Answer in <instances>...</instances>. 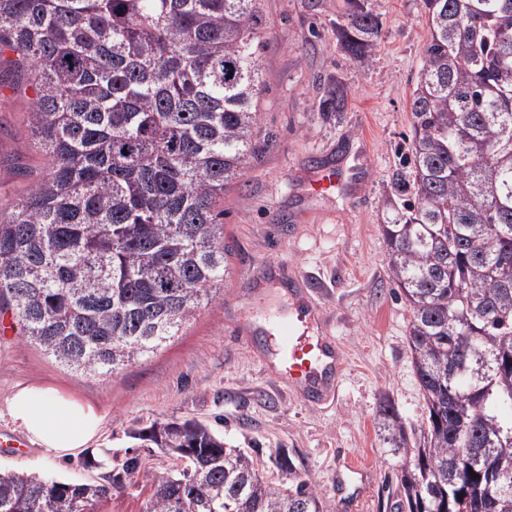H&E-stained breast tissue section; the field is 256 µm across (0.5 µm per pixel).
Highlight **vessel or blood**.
Returning <instances> with one entry per match:
<instances>
[{
    "mask_svg": "<svg viewBox=\"0 0 512 512\" xmlns=\"http://www.w3.org/2000/svg\"><path fill=\"white\" fill-rule=\"evenodd\" d=\"M347 181L344 171L330 169L317 173L311 184L315 190L329 192L344 189ZM317 318L316 309L311 308L301 323L284 320L273 331L289 380L307 394L310 403L321 405L335 392L340 357L337 349L320 335Z\"/></svg>",
    "mask_w": 512,
    "mask_h": 512,
    "instance_id": "1",
    "label": "vessel or blood"
}]
</instances>
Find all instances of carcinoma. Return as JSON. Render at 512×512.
Returning <instances> with one entry per match:
<instances>
[{"label":"carcinoma","mask_w":512,"mask_h":512,"mask_svg":"<svg viewBox=\"0 0 512 512\" xmlns=\"http://www.w3.org/2000/svg\"><path fill=\"white\" fill-rule=\"evenodd\" d=\"M260 2L0 0V58L29 76L47 160L0 215V302L70 371L156 352L224 288V192L255 153ZM423 3L412 192L383 234L428 415L412 440L380 406L402 456L390 512H512V0ZM347 4L336 42L367 61L382 23ZM347 100L333 76L318 110ZM129 437L184 467L157 477L131 456L82 483L0 467V512H104L140 477L147 512H329L284 448L286 489L194 419Z\"/></svg>","instance_id":"carcinoma-1"}]
</instances>
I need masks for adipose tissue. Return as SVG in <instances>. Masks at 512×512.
<instances>
[{"label":"adipose tissue","mask_w":512,"mask_h":512,"mask_svg":"<svg viewBox=\"0 0 512 512\" xmlns=\"http://www.w3.org/2000/svg\"><path fill=\"white\" fill-rule=\"evenodd\" d=\"M11 422L47 460L87 447L97 436L102 416L97 409L51 387L20 386L5 400Z\"/></svg>","instance_id":"obj_1"}]
</instances>
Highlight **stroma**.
<instances>
[{"label": "stroma", "instance_id": "obj_1", "mask_svg": "<svg viewBox=\"0 0 512 512\" xmlns=\"http://www.w3.org/2000/svg\"><path fill=\"white\" fill-rule=\"evenodd\" d=\"M382 22L369 61L336 46L344 0H262L256 153L224 197L230 273L224 294L201 307L155 354L111 376H78L23 342L0 312V402L19 386H50L98 407L104 417L88 448L60 462L36 445L0 450V466L94 481L112 454L138 451L152 473L173 464L138 448L130 431L195 419L228 448L255 454L266 478L287 449L331 512H388L399 459L378 435L390 397L407 430L425 415L407 344L409 307L397 298L382 227L395 174L407 171L411 94L430 30L422 0H368ZM349 88L347 109H318L326 79ZM30 92L0 85V211L24 196L46 164L28 132ZM355 167V194H318L313 172ZM316 305L345 361L332 405H309L275 366L255 325Z\"/></svg>", "mask_w": 512, "mask_h": 512}]
</instances>
